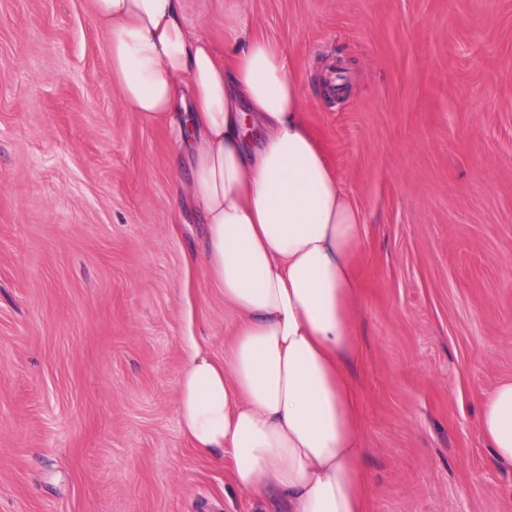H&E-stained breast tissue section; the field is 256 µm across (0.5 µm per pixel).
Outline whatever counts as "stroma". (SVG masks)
Segmentation results:
<instances>
[{
	"instance_id": "stroma-1",
	"label": "stroma",
	"mask_w": 512,
	"mask_h": 512,
	"mask_svg": "<svg viewBox=\"0 0 512 512\" xmlns=\"http://www.w3.org/2000/svg\"><path fill=\"white\" fill-rule=\"evenodd\" d=\"M239 13L294 57L363 217L370 512H512L477 425L512 379V0H184L219 52ZM189 176L122 102L91 0H0V512H279L178 425L186 337L221 362L239 322Z\"/></svg>"
}]
</instances>
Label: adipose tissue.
<instances>
[{
  "label": "adipose tissue",
  "instance_id": "adipose-tissue-1",
  "mask_svg": "<svg viewBox=\"0 0 512 512\" xmlns=\"http://www.w3.org/2000/svg\"><path fill=\"white\" fill-rule=\"evenodd\" d=\"M112 78L147 120L186 131L182 192L205 224L203 261L239 316L224 362L193 348L177 413L194 448L232 461V487L286 512H369L349 374L362 215L304 117L285 50L229 18L218 56L183 0H93ZM492 461L512 466V380L479 402Z\"/></svg>",
  "mask_w": 512,
  "mask_h": 512
}]
</instances>
